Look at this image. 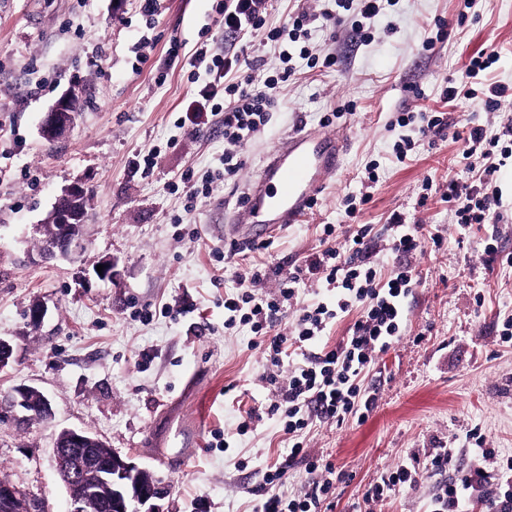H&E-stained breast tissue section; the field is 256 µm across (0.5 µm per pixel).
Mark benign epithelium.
Returning a JSON list of instances; mask_svg holds the SVG:
<instances>
[{
	"label": "benign epithelium",
	"mask_w": 512,
	"mask_h": 512,
	"mask_svg": "<svg viewBox=\"0 0 512 512\" xmlns=\"http://www.w3.org/2000/svg\"><path fill=\"white\" fill-rule=\"evenodd\" d=\"M77 92L73 88L52 106L43 120L41 133L53 141L65 136L75 119V113L65 110L68 99ZM84 194V188L72 185L62 192L49 219L58 225L59 235L42 246V254L48 258H67L86 250L84 238V215L77 208V198ZM9 407H18L25 412V418L32 419L39 413L47 420L52 415L48 398L37 388L20 386L8 400ZM62 434L75 445L69 450L57 448L54 451V465L57 474L69 489L70 509L68 512H88V495L73 491L75 485L86 478V471L95 469L96 488L93 492L109 512H138L134 506H144L159 497L158 483L146 477V471L130 457L121 456L110 449L100 457L92 444L98 438L82 430L65 429ZM24 500V512H50L48 504L41 500L22 498L17 487L7 481H0V512H13L15 503Z\"/></svg>",
	"instance_id": "1"
}]
</instances>
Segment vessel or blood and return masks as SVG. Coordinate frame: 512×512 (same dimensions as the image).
I'll return each instance as SVG.
<instances>
[{
  "instance_id": "b4317fda",
  "label": "vessel or blood",
  "mask_w": 512,
  "mask_h": 512,
  "mask_svg": "<svg viewBox=\"0 0 512 512\" xmlns=\"http://www.w3.org/2000/svg\"><path fill=\"white\" fill-rule=\"evenodd\" d=\"M340 138L299 130L272 154L246 194L245 216L260 234L286 230L306 216L314 198L339 168Z\"/></svg>"
}]
</instances>
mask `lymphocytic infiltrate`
Returning <instances> with one entry per match:
<instances>
[{"label": "lymphocytic infiltrate", "mask_w": 512, "mask_h": 512, "mask_svg": "<svg viewBox=\"0 0 512 512\" xmlns=\"http://www.w3.org/2000/svg\"><path fill=\"white\" fill-rule=\"evenodd\" d=\"M269 0H219L216 11L224 20V31L246 35L265 31L270 42L289 38L300 46L299 56L309 66H335L334 54H319L304 46L315 16L301 10L290 17L287 27H268ZM208 39H201L195 65L205 66L208 81L197 92L198 111L216 117L224 128V177L238 176L244 165V147L270 120L277 103V77H267L255 85L251 75L239 72V57L211 53ZM462 157L473 184L448 185V204L459 227L468 230L498 218L500 204L495 187L499 161L512 157V123L501 136H487L482 126L469 129L463 138ZM390 269H383L371 249L370 225L361 224L344 232L343 246L330 245L334 225L323 227L326 245L305 263L289 272L276 293L262 294L256 287L263 279L258 267L238 265L237 291L224 297L225 327L248 325L262 345L269 366L287 367L288 378L278 383L269 414L279 415L288 436V452L268 468V486L252 512H331L334 484L339 475L334 464L323 458L308 457L304 442L319 423L343 424L349 419H364L376 402L375 389L364 380L373 370L376 357L397 343L405 330L406 300L418 284L410 266V256L424 252L427 244H440V237L426 239L419 225L407 223L401 213H393L387 226ZM315 284L321 299L302 303L308 284ZM299 313L287 331L277 328L280 314L291 306ZM357 312L347 336L330 344L332 326ZM475 458L496 464L497 490L483 503V512H512V457L498 459L495 449L476 446ZM304 460L312 474L303 495L290 497L281 488L296 460ZM420 478L416 459L401 462L381 475L365 495L366 501H385L402 488L413 487ZM486 478L484 469L465 472L440 486L432 496L428 512H468L471 491Z\"/></svg>", "instance_id": "1"}]
</instances>
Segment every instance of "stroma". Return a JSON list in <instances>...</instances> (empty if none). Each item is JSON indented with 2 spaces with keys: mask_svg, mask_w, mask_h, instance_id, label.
Listing matches in <instances>:
<instances>
[{
  "mask_svg": "<svg viewBox=\"0 0 512 512\" xmlns=\"http://www.w3.org/2000/svg\"><path fill=\"white\" fill-rule=\"evenodd\" d=\"M319 18L311 42L335 54V67H308L298 44L266 41L264 33L225 36L216 0H159L145 15L140 0H0V337L14 346L0 370V401L29 385L51 402L46 421L0 415V478L18 481L51 512H67L68 495L52 465L56 433L91 432L131 457L158 481L159 512H249L265 488V472L288 437L268 415L266 359L249 327H225L224 296L234 292L236 263L262 267L261 290L274 289L289 270L319 250L322 227L348 225L343 200L360 195L368 168L378 182L356 220L386 244L392 213L440 234L443 244L413 258L420 284L407 300L403 339L379 355L367 382L374 410L362 422L316 427L308 452L324 456L345 477L334 491V512H363L368 487L413 457L422 478L381 505V512H426L447 482L430 460L450 449L458 465L474 458L466 439L480 429L486 447L512 457V345L501 342L512 317V267L486 264L490 243L512 254V158L500 170L503 220L460 232L443 194L471 175L461 142L428 144L404 112H446L457 131L475 125L498 133L512 118V96L499 110L480 99L446 103L448 82L466 83L472 56L499 54L492 82L512 88V0H397L368 20L363 42L353 24L326 21L335 0H271L269 26H284L298 6ZM448 35L438 38L440 23ZM214 52L258 61L260 77L294 72L278 88L270 124L243 151L233 181L224 169V130L194 112L197 86L188 60L200 30ZM179 42L178 59L168 57ZM82 89L75 124L56 142L42 138L46 112L71 87ZM305 128L344 137L339 171L316 205L278 236L243 247L246 189L269 153L290 132ZM409 138L404 160L393 148ZM155 155L151 174L143 159ZM213 174L208 197L188 201L186 172ZM431 191H424L425 181ZM86 192L87 252L75 259L41 256L40 225L62 191ZM426 205H419V198ZM112 259L114 276L100 281L93 263ZM46 315L27 316L33 303ZM153 320L134 319L144 306ZM260 421L240 436L247 411ZM204 413L210 428L183 458L178 424Z\"/></svg>",
  "mask_w": 512,
  "mask_h": 512,
  "instance_id": "stroma-1",
  "label": "stroma"
}]
</instances>
